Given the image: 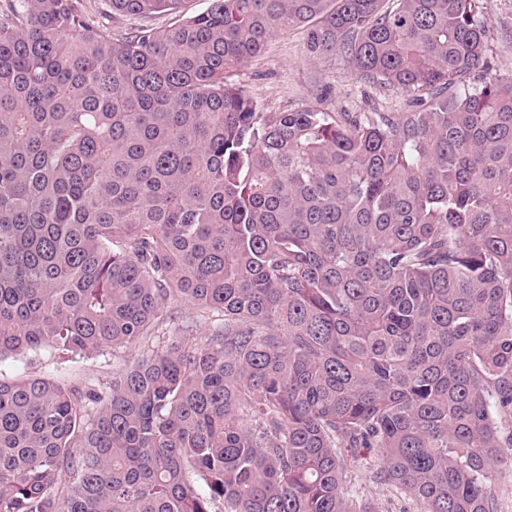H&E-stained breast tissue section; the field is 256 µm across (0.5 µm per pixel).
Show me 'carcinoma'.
<instances>
[{"instance_id":"obj_1","label":"carcinoma","mask_w":512,"mask_h":512,"mask_svg":"<svg viewBox=\"0 0 512 512\" xmlns=\"http://www.w3.org/2000/svg\"><path fill=\"white\" fill-rule=\"evenodd\" d=\"M150 17L180 0H111ZM305 29L409 112H262L224 74ZM481 0H212L115 36L0 7V512H499L512 463V76ZM216 317L167 344V308ZM143 352L136 345L131 348H121L104 351L80 358L76 362L64 364L53 363V359L44 350L29 352L18 358H9L0 362V378L9 380L23 374H45L61 377L73 383H109L112 372L129 366ZM374 462L375 459L369 457L367 460H363L359 465L360 467L355 471L356 474L359 475L357 479L360 483V491L363 499L377 501L382 505L383 510H388L389 512H400V510H409V512H412L413 506L410 501L395 492H390V490L382 488L376 482L369 480L368 472L365 471H367V467H369L370 464H374ZM365 474H367V477H365ZM493 492L500 512H512V467L503 468L494 480Z\"/></svg>"}]
</instances>
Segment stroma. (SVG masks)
Returning <instances> with one entry per match:
<instances>
[{
    "mask_svg": "<svg viewBox=\"0 0 512 512\" xmlns=\"http://www.w3.org/2000/svg\"><path fill=\"white\" fill-rule=\"evenodd\" d=\"M482 7L490 71L512 74V0H482ZM224 79L245 90L264 112L300 109L317 101L331 112H402L409 99L403 91L360 82L340 55L309 56L298 29L273 39L262 54L228 71ZM141 352L138 346L108 350L64 364L54 363L45 351L30 352L0 361V378L36 373L79 384L107 383Z\"/></svg>",
    "mask_w": 512,
    "mask_h": 512,
    "instance_id": "35a3bbf8",
    "label": "stroma"
}]
</instances>
